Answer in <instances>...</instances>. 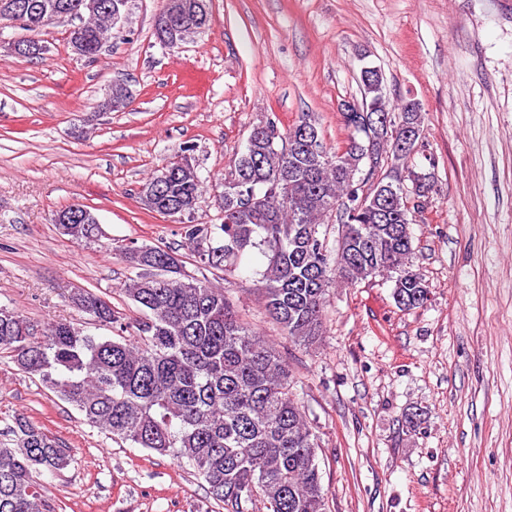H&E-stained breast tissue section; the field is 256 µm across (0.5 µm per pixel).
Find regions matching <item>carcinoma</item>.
<instances>
[{"label": "carcinoma", "mask_w": 512, "mask_h": 512, "mask_svg": "<svg viewBox=\"0 0 512 512\" xmlns=\"http://www.w3.org/2000/svg\"><path fill=\"white\" fill-rule=\"evenodd\" d=\"M12 2L36 35L53 27L57 15L73 14L83 56L91 61L112 30L113 0H98L99 11L89 18L75 12L81 0ZM361 87V111L343 113L349 142L333 161L300 137L304 126L322 140L309 114L284 132L271 118L251 128L224 179V222L183 226L200 265L224 272L221 282L187 272L172 247L129 246L126 261L136 275L123 291L142 312L139 320L119 322L92 292L71 297L81 312L118 325L122 335L95 336L67 320L49 322L37 335L14 309L0 305V350L113 440L187 463L224 512H327L317 440L293 392L288 361L239 318L226 284L244 252L259 249L264 312L298 346L317 341L335 281L355 284L394 273L396 302L407 309L424 305L427 288L409 264L410 214L422 206L428 177L416 176L414 204L398 187L374 205H347L341 218L336 212V204L370 183L372 169L356 180L368 148L377 153L385 143L400 173L409 169L410 156L395 146L394 128L404 123L423 131L418 101L404 100L394 111L374 78L362 79ZM132 97L128 84H114L100 107L121 110ZM164 170L145 181L138 203L164 215L198 202L202 181L190 160ZM334 216L338 240L331 246L321 227ZM130 328L133 334L124 335ZM10 434L0 442V512H51L39 476L65 469L69 450L20 419Z\"/></svg>", "instance_id": "obj_1"}]
</instances>
